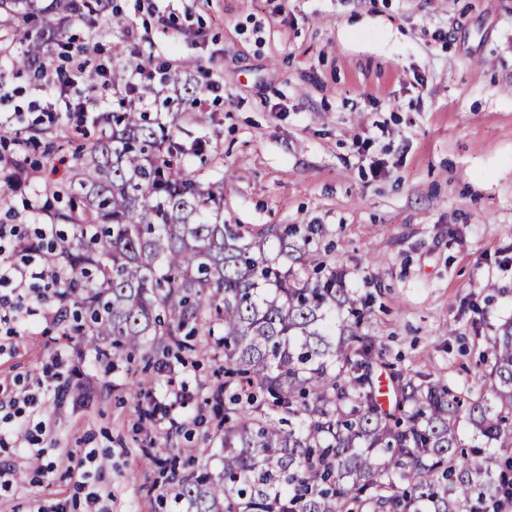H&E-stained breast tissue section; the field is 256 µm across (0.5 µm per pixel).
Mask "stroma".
I'll return each instance as SVG.
<instances>
[{
	"mask_svg": "<svg viewBox=\"0 0 512 512\" xmlns=\"http://www.w3.org/2000/svg\"><path fill=\"white\" fill-rule=\"evenodd\" d=\"M121 31L75 17L64 39L96 37L87 83L100 64L131 62L141 38L159 60L193 59L223 85L206 121L166 101L158 80L150 116L161 117L181 168L223 184L224 221L254 228L310 224L312 246L348 288L370 296L363 328L388 362L433 373L454 389L476 387L479 357L512 320V0H108ZM22 112L18 141L0 155L33 154L49 100L33 73L0 59V96ZM75 140L9 195L25 231L50 223L27 203L66 178ZM72 317L0 338V386L31 383L53 354L67 363L70 392L46 396L61 447L82 460L90 489L112 494V512H178L173 486L141 450L161 457L186 443L219 450L211 406L191 410L182 431L138 430L141 410L184 387L204 397L218 364L155 356L95 360ZM149 368L150 387L130 380ZM20 438L0 461L27 471L0 488V512H83L85 494L55 451L52 473L28 470Z\"/></svg>",
	"mask_w": 512,
	"mask_h": 512,
	"instance_id": "obj_1",
	"label": "stroma"
}]
</instances>
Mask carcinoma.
Returning <instances> with one entry per match:
<instances>
[{
  "label": "carcinoma",
  "mask_w": 512,
  "mask_h": 512,
  "mask_svg": "<svg viewBox=\"0 0 512 512\" xmlns=\"http://www.w3.org/2000/svg\"><path fill=\"white\" fill-rule=\"evenodd\" d=\"M99 0H0V28L30 17L96 15ZM61 27L22 48L14 65L45 58ZM131 106L90 143L72 175L46 187L66 239V307L81 335L112 338L113 354L155 347L182 362L203 348L224 360L212 405L221 467L208 449L181 448L170 467L184 512H506L512 506V321L482 355V384L460 397L429 374L391 372L379 402L361 330L367 297L309 250L314 229L224 223V186L187 177ZM24 163L0 169L10 189ZM503 451L499 474L462 464L458 426Z\"/></svg>",
  "instance_id": "obj_1"
}]
</instances>
